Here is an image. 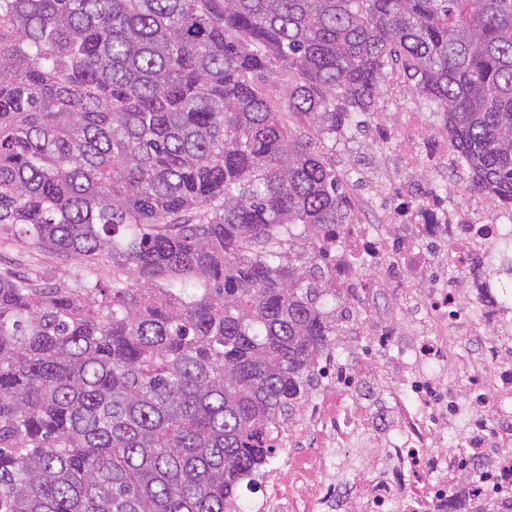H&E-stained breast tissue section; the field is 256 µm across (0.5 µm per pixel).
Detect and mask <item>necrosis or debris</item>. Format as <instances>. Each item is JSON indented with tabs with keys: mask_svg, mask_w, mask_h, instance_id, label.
<instances>
[{
	"mask_svg": "<svg viewBox=\"0 0 512 512\" xmlns=\"http://www.w3.org/2000/svg\"><path fill=\"white\" fill-rule=\"evenodd\" d=\"M431 116L404 107L401 124L372 120V139L395 163L385 182L368 181L363 198L373 220L352 224L318 243L329 261V288L361 309L353 328L368 370L402 394L386 404L391 431L380 464L356 470L341 488L320 479L303 485L304 512H446L449 492L464 512H512V207L488 206L478 192L457 202L414 186L417 168L443 169L468 180L448 137L431 132ZM504 257L498 275L478 281L474 263ZM393 293L397 312H379ZM324 383L303 416L280 431V444L320 447L318 469L331 448L354 446L370 427L352 393L357 374L328 354L317 361ZM459 435L456 449L441 444Z\"/></svg>",
	"mask_w": 512,
	"mask_h": 512,
	"instance_id": "4bbe7bcc",
	"label": "necrosis or debris"
}]
</instances>
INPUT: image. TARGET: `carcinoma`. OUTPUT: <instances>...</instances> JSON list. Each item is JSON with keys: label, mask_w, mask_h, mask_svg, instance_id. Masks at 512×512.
Returning <instances> with one entry per match:
<instances>
[{"label": "carcinoma", "mask_w": 512, "mask_h": 512, "mask_svg": "<svg viewBox=\"0 0 512 512\" xmlns=\"http://www.w3.org/2000/svg\"><path fill=\"white\" fill-rule=\"evenodd\" d=\"M391 61L511 206L512 0H0V231L87 264L0 272V512H239L332 349L329 143Z\"/></svg>", "instance_id": "cac0c4a2"}]
</instances>
